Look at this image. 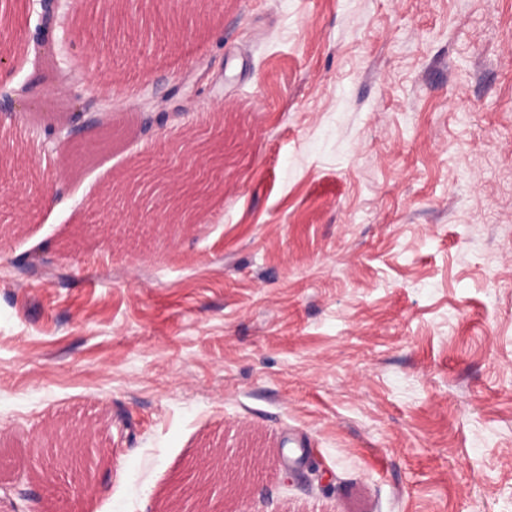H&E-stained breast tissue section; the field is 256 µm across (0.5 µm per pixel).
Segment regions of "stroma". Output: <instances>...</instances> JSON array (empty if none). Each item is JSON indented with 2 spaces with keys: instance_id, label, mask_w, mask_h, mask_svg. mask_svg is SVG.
I'll return each mask as SVG.
<instances>
[{
  "instance_id": "35a3bbf8",
  "label": "stroma",
  "mask_w": 512,
  "mask_h": 512,
  "mask_svg": "<svg viewBox=\"0 0 512 512\" xmlns=\"http://www.w3.org/2000/svg\"><path fill=\"white\" fill-rule=\"evenodd\" d=\"M56 24L0 67L44 79L0 111V512H174L186 479L200 512H512V0H61ZM91 80L111 135L42 152ZM210 126L193 223H158L131 178Z\"/></svg>"
}]
</instances>
